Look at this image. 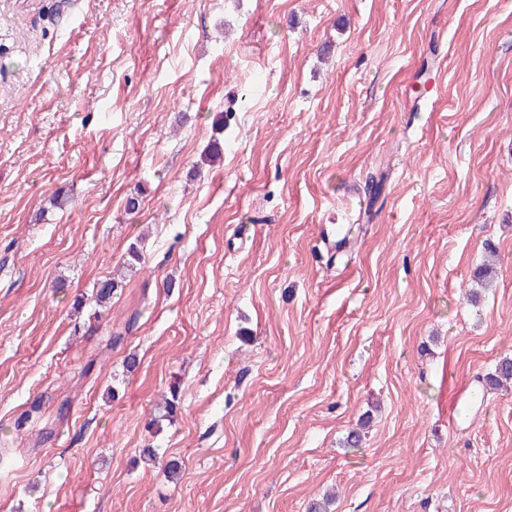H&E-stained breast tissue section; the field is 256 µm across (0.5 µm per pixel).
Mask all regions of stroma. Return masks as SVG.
I'll use <instances>...</instances> for the list:
<instances>
[{
  "instance_id": "1",
  "label": "stroma",
  "mask_w": 512,
  "mask_h": 512,
  "mask_svg": "<svg viewBox=\"0 0 512 512\" xmlns=\"http://www.w3.org/2000/svg\"><path fill=\"white\" fill-rule=\"evenodd\" d=\"M506 355L512 0H0V512H512ZM140 242H133L129 245L126 252V259L123 260L121 268L112 277L99 280L93 288L92 301L95 302L96 306L103 308L112 295L118 291L119 288H123L122 282L128 272H133L137 269L138 265L143 262L142 251L139 246Z\"/></svg>"
}]
</instances>
